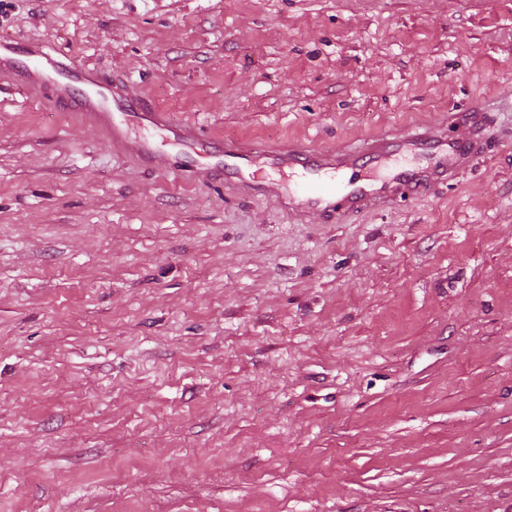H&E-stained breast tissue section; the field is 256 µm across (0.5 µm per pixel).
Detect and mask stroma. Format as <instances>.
<instances>
[{
    "label": "stroma",
    "instance_id": "obj_1",
    "mask_svg": "<svg viewBox=\"0 0 512 512\" xmlns=\"http://www.w3.org/2000/svg\"><path fill=\"white\" fill-rule=\"evenodd\" d=\"M214 139L480 103L452 186L330 222L0 77V512H512V0H0Z\"/></svg>",
    "mask_w": 512,
    "mask_h": 512
}]
</instances>
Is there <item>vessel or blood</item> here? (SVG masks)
I'll return each instance as SVG.
<instances>
[{"mask_svg":"<svg viewBox=\"0 0 512 512\" xmlns=\"http://www.w3.org/2000/svg\"><path fill=\"white\" fill-rule=\"evenodd\" d=\"M0 76L32 95L49 97L60 111L79 113L116 146L124 145L131 123L168 132L176 144L204 152L208 163L203 174L239 192L278 202L302 217L358 214L429 196L482 151L468 131L483 118L475 109L450 113L447 124L465 126L453 138L438 124L403 137L373 135L356 150L300 142L265 148L238 140L217 142L195 127L172 124L146 97L104 83L96 71L60 50L20 38L0 41ZM259 169L288 172L300 182L291 188L274 179L259 181Z\"/></svg>","mask_w":512,"mask_h":512,"instance_id":"vessel-or-blood-1","label":"vessel or blood"}]
</instances>
